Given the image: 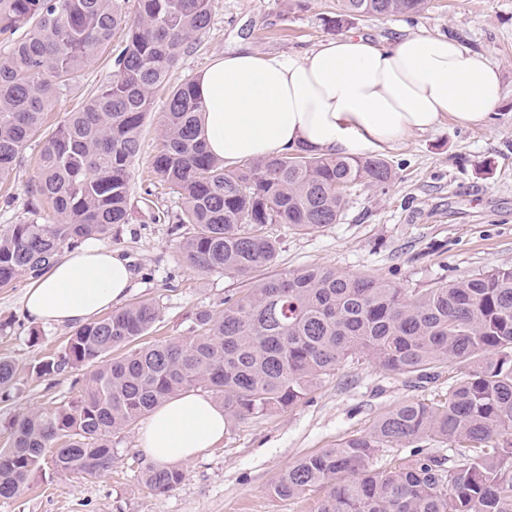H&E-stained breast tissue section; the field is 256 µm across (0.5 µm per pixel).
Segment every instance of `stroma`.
Masks as SVG:
<instances>
[{"label": "stroma", "instance_id": "1", "mask_svg": "<svg viewBox=\"0 0 512 512\" xmlns=\"http://www.w3.org/2000/svg\"><path fill=\"white\" fill-rule=\"evenodd\" d=\"M348 31L375 40L422 31L457 36L499 67L503 95L479 123L447 120L386 149L394 180L382 189L363 185L352 191L338 223L305 235L271 226L270 234L281 242L280 268L331 266L372 274L414 293L439 281L512 266V0H429L411 20L396 15L343 22L336 19L335 0H307L304 10L289 13L283 0H214L209 29L180 55L144 119L130 221L101 240L130 262L134 279L128 303L152 301L161 308L149 341L191 335L197 309L222 310L225 299L243 297L253 286L230 274L195 272L182 261L180 235L170 221L181 203L152 169L171 87L197 78L229 53L301 55ZM111 72L108 54L78 72L56 98L44 134L67 113L79 111ZM41 147V141L30 142L10 175L13 200L0 201V229L31 218L52 222L49 207L34 214L29 205ZM146 195L152 199L148 207L141 202ZM30 284L23 276L0 288V357L12 360L18 374L12 400L0 402L1 422L64 404L78 391L79 371L41 378L28 372L33 360L59 352L73 331L24 315L21 299ZM461 373L460 366L444 365L434 379L419 380L363 360L347 362L288 410L228 419L223 439L183 465L182 483L163 495L140 479L147 459L138 449L135 424L113 432L111 471L93 478L77 472L61 476L44 465L19 495L0 499V512H319L325 490L280 497L272 490L274 482L300 458L366 433L397 405L442 398Z\"/></svg>", "mask_w": 512, "mask_h": 512}]
</instances>
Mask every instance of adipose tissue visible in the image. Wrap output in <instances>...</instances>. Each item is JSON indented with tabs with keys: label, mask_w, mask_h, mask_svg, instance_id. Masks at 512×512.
Here are the masks:
<instances>
[{
	"label": "adipose tissue",
	"mask_w": 512,
	"mask_h": 512,
	"mask_svg": "<svg viewBox=\"0 0 512 512\" xmlns=\"http://www.w3.org/2000/svg\"><path fill=\"white\" fill-rule=\"evenodd\" d=\"M201 127L213 156L233 162L305 147L379 152L443 120L482 121L501 93L498 67L457 39L413 33L376 41L347 32L310 52L214 60L197 80ZM133 274L98 244L65 254L28 288L25 313L52 325L83 324L121 302ZM223 405L186 391L149 411L139 435L152 461L188 462L224 437Z\"/></svg>",
	"instance_id": "ef3b65f1"
}]
</instances>
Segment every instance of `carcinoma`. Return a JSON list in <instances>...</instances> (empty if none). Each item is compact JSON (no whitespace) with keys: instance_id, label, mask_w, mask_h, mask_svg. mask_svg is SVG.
<instances>
[{"instance_id":"obj_1","label":"carcinoma","mask_w":512,"mask_h":512,"mask_svg":"<svg viewBox=\"0 0 512 512\" xmlns=\"http://www.w3.org/2000/svg\"><path fill=\"white\" fill-rule=\"evenodd\" d=\"M427 0H336L339 17L421 12ZM212 0H0V179L13 171L44 127L60 90L119 37L112 76L70 112L42 145L30 189L32 212L49 203L52 224L0 231V287L38 277L65 246L105 237L130 216L132 163L154 90L182 51L210 26ZM196 82L170 92L154 169L181 200L183 262L201 272L251 279L273 267L268 227L309 234L336 224L348 192L394 177L378 154L311 153L304 148L243 164L208 153ZM160 317L154 302L130 304L78 326L56 356L31 366L38 377L86 370L80 394L5 423L0 497L14 498L43 465L60 474L112 469V432L178 393L203 388L224 399V415L263 416L297 405L322 376L364 359L423 377L442 364L468 365L441 400L408 401L372 429L306 456L274 483L283 497L323 486L320 512H512V266L438 283L409 295L374 275L306 265L254 282L224 309L194 313L193 335L103 361L146 336ZM17 369L0 358V390ZM430 439L446 452L417 449L406 467L382 472L385 449ZM182 470L148 464L141 480L165 494Z\"/></svg>"}]
</instances>
